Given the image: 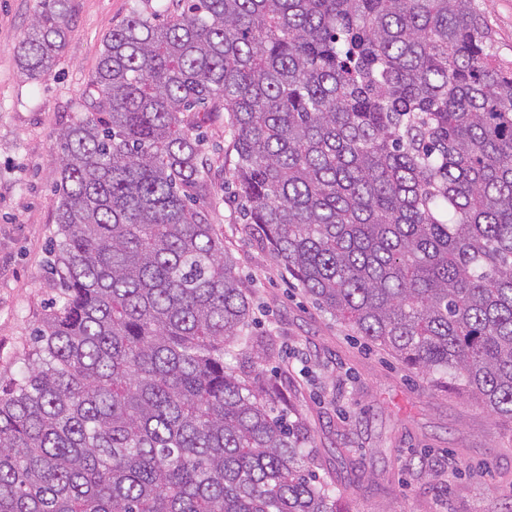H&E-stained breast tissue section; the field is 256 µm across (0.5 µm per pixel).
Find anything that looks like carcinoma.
Instances as JSON below:
<instances>
[{"instance_id":"carcinoma-1","label":"carcinoma","mask_w":512,"mask_h":512,"mask_svg":"<svg viewBox=\"0 0 512 512\" xmlns=\"http://www.w3.org/2000/svg\"><path fill=\"white\" fill-rule=\"evenodd\" d=\"M102 41L56 135L60 306L0 396V512H346L263 364L207 190L227 112L247 224L320 308L512 422V65L476 0H172ZM72 0L14 47L39 79Z\"/></svg>"}]
</instances>
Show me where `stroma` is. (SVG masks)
I'll list each match as a JSON object with an SVG mask.
<instances>
[{"label": "stroma", "instance_id": "stroma-1", "mask_svg": "<svg viewBox=\"0 0 512 512\" xmlns=\"http://www.w3.org/2000/svg\"><path fill=\"white\" fill-rule=\"evenodd\" d=\"M169 0H74L70 36L54 70L32 80L14 46L41 0H0V385L19 378L30 338L60 294L48 267L57 197L54 142L83 111L102 40L136 11ZM491 51L512 63V0H477ZM210 192L199 198L224 232L253 317L272 335V357L228 358L240 377L276 385L307 421L317 480L348 512H503L512 502V424L454 385L434 383L369 346L323 312L251 234L224 169L231 134L223 113L203 127Z\"/></svg>", "mask_w": 512, "mask_h": 512}]
</instances>
